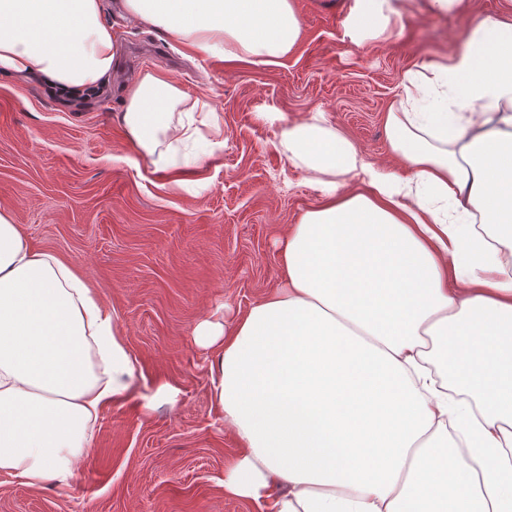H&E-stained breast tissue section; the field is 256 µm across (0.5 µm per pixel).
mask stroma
I'll use <instances>...</instances> for the list:
<instances>
[{
	"mask_svg": "<svg viewBox=\"0 0 512 512\" xmlns=\"http://www.w3.org/2000/svg\"><path fill=\"white\" fill-rule=\"evenodd\" d=\"M294 5L301 36L277 61L195 53L103 0L121 45L104 89L76 104L38 79L0 73V211L31 251L55 254L114 311L143 372L132 396L103 413L67 487L0 474V512H256L224 493L236 442L192 334L201 319H232L278 286L284 231L322 201L283 152L282 130L323 112L365 163L404 173L385 116L406 71L447 58L468 22L512 18V0H467L462 13L410 0L388 38L355 47L343 35L345 0ZM145 70L206 98L222 145L190 166L138 161L119 115L124 86ZM163 382L179 389L177 408L143 416Z\"/></svg>",
	"mask_w": 512,
	"mask_h": 512,
	"instance_id": "1",
	"label": "stroma"
}]
</instances>
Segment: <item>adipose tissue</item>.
<instances>
[{"mask_svg":"<svg viewBox=\"0 0 512 512\" xmlns=\"http://www.w3.org/2000/svg\"><path fill=\"white\" fill-rule=\"evenodd\" d=\"M404 0H349L345 35L390 36ZM195 51L283 59L293 0H121ZM102 0H0V72L77 99L120 59ZM386 114L408 174L368 170L320 115L281 145L324 197L280 241L281 284L203 320L210 395L234 436L224 492L258 512H512V20L479 18L447 60L408 70ZM120 122L155 169L217 112L151 71ZM141 369L114 313L0 211V473L68 485Z\"/></svg>","mask_w":512,"mask_h":512,"instance_id":"1","label":"adipose tissue"}]
</instances>
